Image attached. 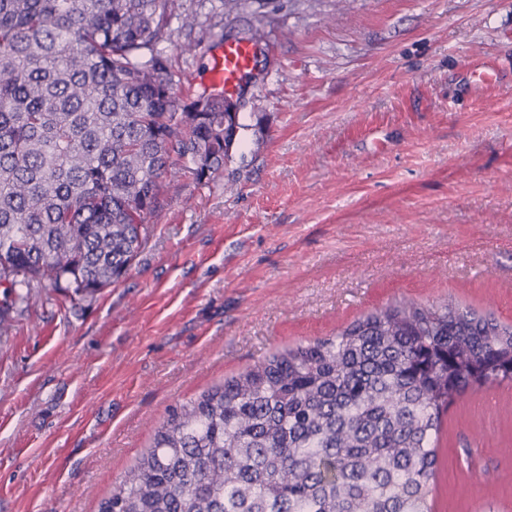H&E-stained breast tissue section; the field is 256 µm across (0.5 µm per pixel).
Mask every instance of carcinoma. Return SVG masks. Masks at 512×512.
<instances>
[{
	"label": "carcinoma",
	"instance_id": "cac0c4a2",
	"mask_svg": "<svg viewBox=\"0 0 512 512\" xmlns=\"http://www.w3.org/2000/svg\"><path fill=\"white\" fill-rule=\"evenodd\" d=\"M175 0H0V336L37 288L80 302L148 242L175 161L224 167L239 113L184 101ZM512 384V324L448 295L286 345L176 404L97 512H434L438 442Z\"/></svg>",
	"mask_w": 512,
	"mask_h": 512
}]
</instances>
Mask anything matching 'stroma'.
Segmentation results:
<instances>
[{
    "instance_id": "1",
    "label": "stroma",
    "mask_w": 512,
    "mask_h": 512,
    "mask_svg": "<svg viewBox=\"0 0 512 512\" xmlns=\"http://www.w3.org/2000/svg\"><path fill=\"white\" fill-rule=\"evenodd\" d=\"M259 23L223 171L167 178L120 282L51 292L0 338V512H97L170 407L389 302L512 324V0H176L160 48L194 98ZM511 401L449 410L436 512H512Z\"/></svg>"
}]
</instances>
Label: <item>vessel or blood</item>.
Returning <instances> with one entry per match:
<instances>
[{"label":"vessel or blood","instance_id":"1","mask_svg":"<svg viewBox=\"0 0 512 512\" xmlns=\"http://www.w3.org/2000/svg\"><path fill=\"white\" fill-rule=\"evenodd\" d=\"M257 46L248 40H228L212 56L205 87L208 92L236 95L252 74Z\"/></svg>","mask_w":512,"mask_h":512}]
</instances>
